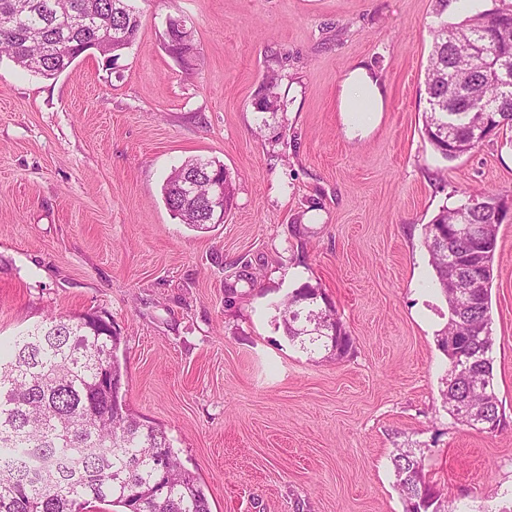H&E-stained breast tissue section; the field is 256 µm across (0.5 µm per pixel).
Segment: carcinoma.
<instances>
[{
	"instance_id": "cac0c4a2",
	"label": "carcinoma",
	"mask_w": 512,
	"mask_h": 512,
	"mask_svg": "<svg viewBox=\"0 0 512 512\" xmlns=\"http://www.w3.org/2000/svg\"><path fill=\"white\" fill-rule=\"evenodd\" d=\"M140 17L130 0H0V54L44 77L66 71L110 34L131 43ZM425 72L424 131L444 158L471 152L490 127L512 132V13L479 12L463 25L441 23ZM482 47L485 67L472 58ZM273 81L260 113L277 110ZM217 163L191 158L175 168L162 192L183 223L203 228L209 217L183 192L190 175ZM504 199L476 193L425 226L434 281L448 304L442 349L450 362L444 403L466 426L500 424L492 350L491 285ZM304 285L281 302L285 336L305 351L341 357L350 336L336 313ZM121 337L85 315L52 316L13 341L0 356V512H78L93 503L117 512H210L199 479L175 455L166 432L144 424L123 396ZM406 512H442L413 448L392 458Z\"/></svg>"
}]
</instances>
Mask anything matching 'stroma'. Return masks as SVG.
I'll return each mask as SVG.
<instances>
[{
    "label": "stroma",
    "instance_id": "35a3bbf8",
    "mask_svg": "<svg viewBox=\"0 0 512 512\" xmlns=\"http://www.w3.org/2000/svg\"><path fill=\"white\" fill-rule=\"evenodd\" d=\"M119 58L47 78L0 57V342L53 314L120 338L128 408L165 428L211 512H405L391 458L414 448L449 512H512V219L491 287L501 422L443 405L448 305L424 228L478 191L512 207V145L444 159L423 132L431 30L459 0H135ZM192 30L178 60L165 19ZM374 74L383 110L349 136L340 85ZM280 109L261 121L266 76ZM224 165L221 224L167 209L185 160ZM317 288L352 347L288 341L277 304Z\"/></svg>",
    "mask_w": 512,
    "mask_h": 512
}]
</instances>
